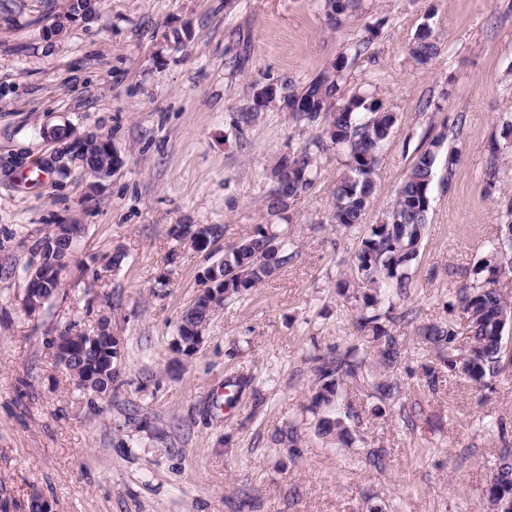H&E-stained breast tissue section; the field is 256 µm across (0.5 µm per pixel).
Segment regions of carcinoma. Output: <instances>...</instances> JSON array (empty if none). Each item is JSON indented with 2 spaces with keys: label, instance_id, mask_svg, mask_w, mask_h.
Wrapping results in <instances>:
<instances>
[{
  "label": "carcinoma",
  "instance_id": "carcinoma-1",
  "mask_svg": "<svg viewBox=\"0 0 512 512\" xmlns=\"http://www.w3.org/2000/svg\"><path fill=\"white\" fill-rule=\"evenodd\" d=\"M409 52L422 65L437 55L438 46L430 29L419 30ZM344 69L345 62L337 61L307 86L288 93V112L296 122L309 125L321 115H328L326 138L347 149L344 171L333 192L331 219L337 232L352 234L358 240L349 271L337 280L336 288L354 309L359 343L334 355L313 356L315 381L309 388L314 433L338 447L354 443L351 422L359 419V411L342 394L347 382L362 381L371 387L370 396L377 400L372 408L376 415L394 407L402 395L401 382L380 374L376 366L393 368L403 355L402 343L384 321L390 319L396 302L405 300L413 288L429 213L424 193L431 188L441 147V140L434 139L416 154L386 220L362 223L396 115L382 100L368 96H354L342 109L330 112L332 100L341 92ZM316 147L315 152L306 146L277 159L272 177L288 171V193H280L275 186L270 188L265 198L268 211L283 210L288 200L312 188L324 141L316 142ZM44 259L41 279L45 295L52 298L60 288V272L51 256ZM287 262V233L273 229L271 224L258 225L252 235L224 246V300L244 297ZM507 264L512 265V221L499 225L495 241L473 272L472 282L460 287L448 301V307L459 310L465 321L467 349L455 346L456 330L451 322L420 329L422 342L435 354L434 365L423 372L427 385L435 386L439 374L447 371L480 391L489 388L505 368L512 369V357L504 359L503 331L498 320L500 311L512 303L495 288ZM55 340L76 347L74 358L66 366L71 377L80 382L90 373L97 376L101 390L114 389L118 373L110 368V335L100 334L93 345L87 333L70 322ZM491 472L493 483L484 489L481 510L502 512L504 499L512 496V454L504 452Z\"/></svg>",
  "mask_w": 512,
  "mask_h": 512
}]
</instances>
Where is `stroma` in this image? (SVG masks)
I'll list each match as a JSON object with an SVG mask.
<instances>
[{
  "label": "stroma",
  "mask_w": 512,
  "mask_h": 512,
  "mask_svg": "<svg viewBox=\"0 0 512 512\" xmlns=\"http://www.w3.org/2000/svg\"><path fill=\"white\" fill-rule=\"evenodd\" d=\"M68 5L0 0V512H28L35 495L54 512H477L512 449V435L488 429L512 428V375L481 393L451 375L429 388L419 329L450 321L466 344L446 303L512 203V0H354L338 24L324 0H101L93 20L51 34ZM425 25L438 53L422 65L408 48ZM340 57L336 108L370 92L396 114L364 223L385 218L417 151L442 140L414 286L397 306L413 318L388 324L404 347L390 373L415 424L374 417L366 387L349 383L363 437L353 448L316 438L305 411L312 356L356 341L336 281L357 241L329 218L344 151L327 145L313 187L284 211L265 206L276 160L328 125H296L282 93ZM266 86L279 98L237 130ZM64 125L106 136L123 159L103 190L61 157L48 132ZM273 223L288 227V263L218 308L197 354L176 353L202 273L225 244ZM62 224L85 231L59 295L28 313L33 248ZM181 224L225 232L200 251L173 240ZM103 318L123 340V385L94 405L51 341L68 322ZM292 423L296 448L278 442Z\"/></svg>",
  "instance_id": "1"
}]
</instances>
